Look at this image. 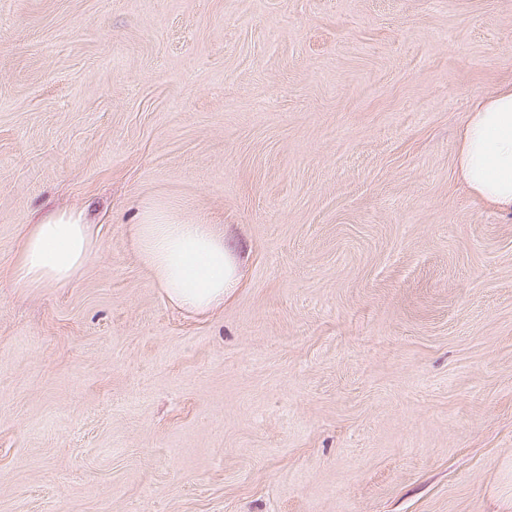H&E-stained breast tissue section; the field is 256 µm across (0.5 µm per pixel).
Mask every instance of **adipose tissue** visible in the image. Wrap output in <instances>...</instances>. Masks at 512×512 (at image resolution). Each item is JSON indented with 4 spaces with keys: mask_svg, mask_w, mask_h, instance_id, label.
Masks as SVG:
<instances>
[{
    "mask_svg": "<svg viewBox=\"0 0 512 512\" xmlns=\"http://www.w3.org/2000/svg\"><path fill=\"white\" fill-rule=\"evenodd\" d=\"M456 174L487 207L512 214V85L477 99L457 135ZM131 245L167 298L190 312L223 304L242 277L236 250L210 224H185L169 213H143ZM93 254L92 228L80 211H50L24 236L16 282L41 288L68 281Z\"/></svg>",
    "mask_w": 512,
    "mask_h": 512,
    "instance_id": "obj_1",
    "label": "adipose tissue"
}]
</instances>
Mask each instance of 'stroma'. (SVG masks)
Returning a JSON list of instances; mask_svg holds the SVG:
<instances>
[{
    "instance_id": "35a3bbf8",
    "label": "stroma",
    "mask_w": 512,
    "mask_h": 512,
    "mask_svg": "<svg viewBox=\"0 0 512 512\" xmlns=\"http://www.w3.org/2000/svg\"><path fill=\"white\" fill-rule=\"evenodd\" d=\"M507 83L512 0H0V512H512V216L455 165ZM148 207L243 253L222 308ZM91 224L82 211H50L30 224L24 236L16 283L42 288L68 281L93 254ZM131 246L167 298L190 312L224 305L242 277L236 250L213 224H185L164 211H145Z\"/></svg>"
}]
</instances>
